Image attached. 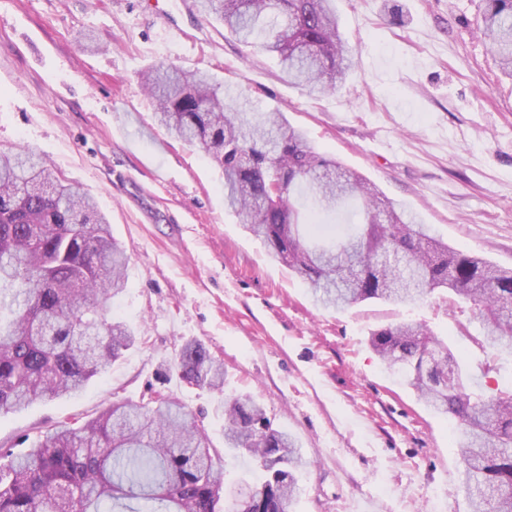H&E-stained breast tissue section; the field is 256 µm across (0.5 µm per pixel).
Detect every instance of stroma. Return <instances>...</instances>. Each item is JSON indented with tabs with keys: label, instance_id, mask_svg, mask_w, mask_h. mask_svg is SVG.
<instances>
[{
	"label": "stroma",
	"instance_id": "35a3bbf8",
	"mask_svg": "<svg viewBox=\"0 0 512 512\" xmlns=\"http://www.w3.org/2000/svg\"><path fill=\"white\" fill-rule=\"evenodd\" d=\"M336 7L353 68L323 94L288 84L275 57L196 0H0V151H34L96 200L129 256L108 315L141 338L80 394L0 415V448L23 452L61 421L158 392L188 407L231 487L251 463L224 450V402L247 394L301 448L290 512H468L458 428L396 381L369 338L424 323L487 394L512 382V360L477 344L479 315L462 300L447 306L442 290L316 304L225 211L218 166L156 123L140 77L159 63L208 70L247 111L285 112L450 247L512 268V78L477 31L481 0ZM188 341L223 362L222 390L163 380Z\"/></svg>",
	"mask_w": 512,
	"mask_h": 512
}]
</instances>
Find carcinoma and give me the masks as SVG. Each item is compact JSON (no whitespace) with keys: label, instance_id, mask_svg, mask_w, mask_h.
<instances>
[{"label":"carcinoma","instance_id":"obj_1","mask_svg":"<svg viewBox=\"0 0 512 512\" xmlns=\"http://www.w3.org/2000/svg\"><path fill=\"white\" fill-rule=\"evenodd\" d=\"M238 41L276 57L288 82L334 91L351 48L335 0H199ZM478 30L512 77V0H483ZM155 117L197 145L224 173V207L262 238L270 255L343 308L367 300L414 301L446 289L484 322L476 340L512 357V271L455 250L405 221L378 189L320 152L280 112H243L202 71L160 64L142 73ZM359 202L357 222L329 244L311 240L305 211ZM129 258L92 198L23 148L0 153V414L39 399L80 393L136 342L107 303L126 287ZM370 345L426 407L452 417L470 512H512V386L490 395L450 347L421 323L371 334ZM172 371L220 390L224 365L198 341L182 345ZM224 445L262 469L237 512H288L301 449L275 430L250 396L224 403ZM0 467V512H217L224 468L179 401L160 394L120 402L82 423L37 435Z\"/></svg>","mask_w":512,"mask_h":512}]
</instances>
